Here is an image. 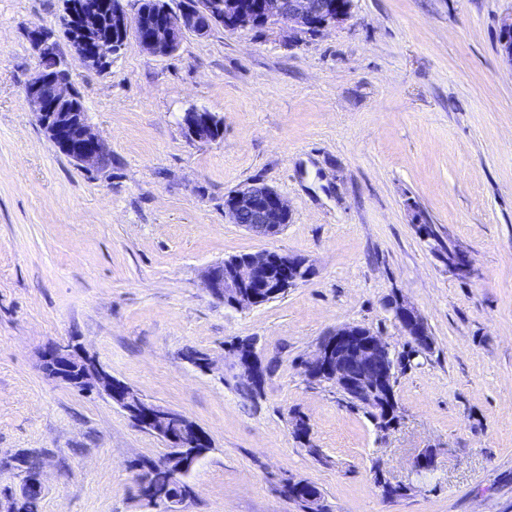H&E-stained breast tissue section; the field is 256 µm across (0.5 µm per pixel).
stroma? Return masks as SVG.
<instances>
[{"label":"stroma","instance_id":"35a3bbf8","mask_svg":"<svg viewBox=\"0 0 512 512\" xmlns=\"http://www.w3.org/2000/svg\"><path fill=\"white\" fill-rule=\"evenodd\" d=\"M64 7L0 0V500L18 489L12 460L35 453L41 512H143L136 463L164 445L108 399L43 374L42 351L75 338L209 433L181 512H301L288 477L315 484L330 512H512V67L498 54L512 0H354L322 34L219 25L165 56L131 38L108 68L71 59L112 158L93 174L23 97L30 31L69 47ZM192 108L223 119L221 140L187 139ZM254 181L290 207L271 239L224 218L225 198ZM450 239L471 276L436 251ZM266 249L307 258L313 275L244 311L206 289L207 266ZM397 294L432 350L393 321ZM344 324L380 332L400 359L387 431L301 370ZM245 336L271 367L252 399L224 359ZM428 448L433 468L416 475ZM377 462L406 495L383 496ZM448 269L460 277H467L473 271V260L468 251L453 245L448 251Z\"/></svg>","mask_w":512,"mask_h":512}]
</instances>
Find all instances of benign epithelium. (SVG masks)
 <instances>
[{
	"label": "benign epithelium",
	"mask_w": 512,
	"mask_h": 512,
	"mask_svg": "<svg viewBox=\"0 0 512 512\" xmlns=\"http://www.w3.org/2000/svg\"><path fill=\"white\" fill-rule=\"evenodd\" d=\"M353 0H182L176 11L160 10L129 15L121 0H71L67 12V36L71 52L85 65L106 67L110 57L101 51L105 43L122 50L129 32L140 47L155 55H169L187 34L208 35L221 25L228 31L241 27L285 24L298 33H320L332 29L350 16ZM31 44L37 64L24 85V98L46 136L76 165L86 171H101L109 150L88 122L84 105L74 91L73 73L61 55L51 33L36 28ZM498 52L512 67V14L500 26ZM187 137L194 142L221 139L224 123L212 112L192 109L183 113ZM224 216L259 238H272L287 224L290 209L282 194L253 182L231 193ZM448 270L460 277L473 271L468 251L457 245L448 251ZM313 267L302 257L264 250L247 253L230 262L208 266L203 279L217 299L231 301L240 310L259 305L264 295L285 292L307 281ZM393 320L416 345L431 341L427 322L409 302L395 298L390 304ZM230 368L237 376L264 383L267 373L257 345L235 346L229 352ZM395 356L390 343L372 330L355 324L327 333L308 357L304 368L343 391L352 401L371 411L391 395ZM41 369L53 381L78 391H95L123 412L134 414L131 421L160 439L166 453L155 468L164 469L182 457L181 430L184 415L156 404L142 394H130L129 385L115 383L112 373L91 356L75 338L55 342L41 354ZM149 474L139 476L144 512H178L180 499L169 489L156 491Z\"/></svg>",
	"instance_id": "obj_1"
}]
</instances>
